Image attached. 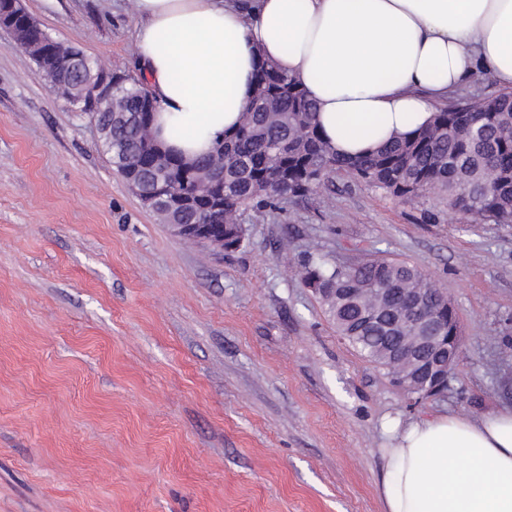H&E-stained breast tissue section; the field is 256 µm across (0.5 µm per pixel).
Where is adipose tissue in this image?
Returning <instances> with one entry per match:
<instances>
[{"label":"adipose tissue","instance_id":"1","mask_svg":"<svg viewBox=\"0 0 512 512\" xmlns=\"http://www.w3.org/2000/svg\"><path fill=\"white\" fill-rule=\"evenodd\" d=\"M135 12L154 136L187 159L239 126L262 60L306 91L348 159L427 126L476 75L512 91V0H135ZM384 431L382 512H512V407Z\"/></svg>","mask_w":512,"mask_h":512}]
</instances>
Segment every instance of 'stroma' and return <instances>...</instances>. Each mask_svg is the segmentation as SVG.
I'll use <instances>...</instances> for the list:
<instances>
[{"label":"stroma","mask_w":512,"mask_h":512,"mask_svg":"<svg viewBox=\"0 0 512 512\" xmlns=\"http://www.w3.org/2000/svg\"><path fill=\"white\" fill-rule=\"evenodd\" d=\"M22 4L144 82L134 0ZM239 221L232 252L162 223L0 30V512H382L387 420L512 403V224L342 171ZM310 255L406 261L448 295L442 396L394 389L337 333Z\"/></svg>","instance_id":"1"}]
</instances>
